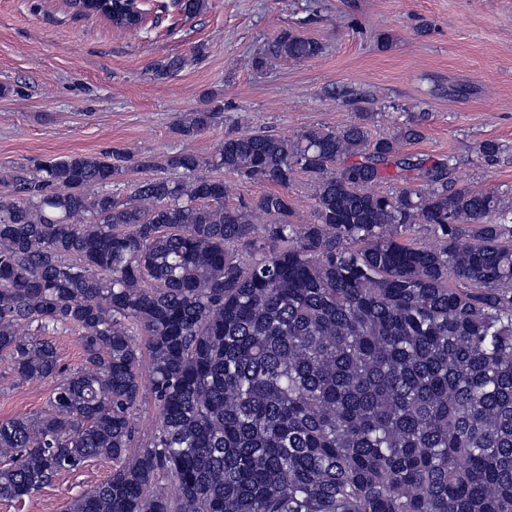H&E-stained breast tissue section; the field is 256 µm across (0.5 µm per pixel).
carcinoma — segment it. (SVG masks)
Here are the masks:
<instances>
[{
  "instance_id": "obj_1",
  "label": "carcinoma",
  "mask_w": 512,
  "mask_h": 512,
  "mask_svg": "<svg viewBox=\"0 0 512 512\" xmlns=\"http://www.w3.org/2000/svg\"><path fill=\"white\" fill-rule=\"evenodd\" d=\"M77 7L140 28L117 0ZM322 51L282 29L252 66ZM420 136L408 119L374 138L361 113L229 133L125 199L117 150L1 176L0 356L57 383L44 412L0 420V500L104 458L68 512H512V203L456 186L453 156L401 150ZM221 171L275 190L229 206ZM417 224L434 245L405 240ZM67 328L83 348L69 369L45 338ZM144 355L160 425L136 447ZM288 194H290L297 206L298 220L307 222L312 219V186L309 177L302 172H299L294 181L288 187Z\"/></svg>"
}]
</instances>
